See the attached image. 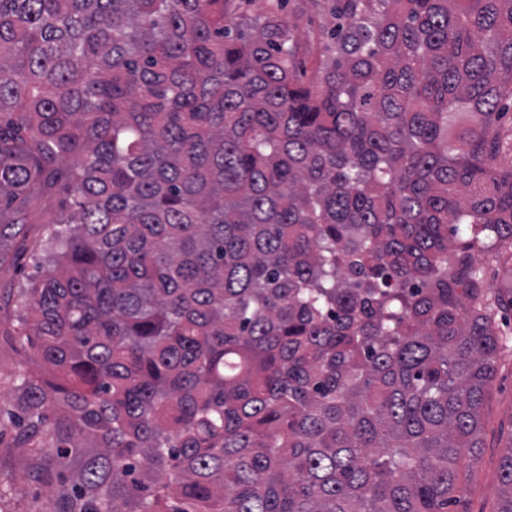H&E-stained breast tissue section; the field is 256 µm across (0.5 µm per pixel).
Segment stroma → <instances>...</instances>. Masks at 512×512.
I'll list each match as a JSON object with an SVG mask.
<instances>
[{"label":"stroma","instance_id":"obj_1","mask_svg":"<svg viewBox=\"0 0 512 512\" xmlns=\"http://www.w3.org/2000/svg\"><path fill=\"white\" fill-rule=\"evenodd\" d=\"M284 10L295 25L301 57L312 62L321 35L334 24L328 0H287ZM59 197L47 201L44 221L30 225L25 240L12 248L13 259L0 267V512H56L45 487L26 482L27 473L44 460L43 451L57 447L55 436H38L18 443L13 415L17 409L15 385L23 371H40L38 359L21 344L16 327L22 315L17 298L36 274L41 260L38 244L45 221L59 210ZM481 446L467 456L462 472L465 489L454 512H499L503 500L501 465L512 449V357L499 361L481 406Z\"/></svg>","mask_w":512,"mask_h":512}]
</instances>
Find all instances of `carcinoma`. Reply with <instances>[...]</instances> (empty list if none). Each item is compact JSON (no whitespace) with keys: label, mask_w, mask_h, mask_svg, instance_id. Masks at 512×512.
Segmentation results:
<instances>
[{"label":"carcinoma","mask_w":512,"mask_h":512,"mask_svg":"<svg viewBox=\"0 0 512 512\" xmlns=\"http://www.w3.org/2000/svg\"><path fill=\"white\" fill-rule=\"evenodd\" d=\"M0 0V266L47 200L27 441L59 512H450L512 354V0ZM500 512H512V451ZM328 3V0H290L284 5L288 20L297 26L295 36L300 44V56L308 67L319 50L321 34L335 23ZM505 248L493 250L484 254L483 265L489 280L493 281L494 285L501 283L511 284L509 256L505 254ZM94 452V448H61L58 457L54 454L51 457L55 473L61 479L78 470L84 464L86 457Z\"/></svg>","instance_id":"cac0c4a2"}]
</instances>
